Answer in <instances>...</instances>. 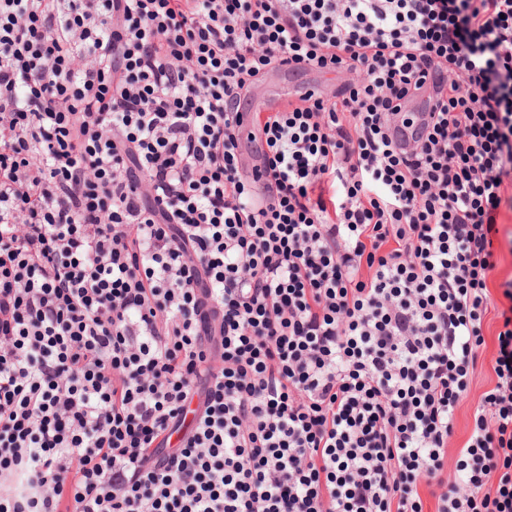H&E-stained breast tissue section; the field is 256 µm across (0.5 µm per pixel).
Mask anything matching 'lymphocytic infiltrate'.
<instances>
[{"label":"lymphocytic infiltrate","instance_id":"obj_1","mask_svg":"<svg viewBox=\"0 0 512 512\" xmlns=\"http://www.w3.org/2000/svg\"><path fill=\"white\" fill-rule=\"evenodd\" d=\"M504 205L512 0H0V512H512ZM275 80L284 85H292L300 92L297 95L292 97H298L299 94L304 93L310 89H319L326 92H330L336 89V85L341 83L339 79V74L333 73H324L317 69H310L306 71L296 72L294 75L289 72V80H288V70L283 73L279 78L276 76H272L267 80L263 81L258 85V87L254 90L253 94L245 100L241 102V108L244 111H250L255 106V100L257 97H261L268 94V89L270 85V81ZM497 234L495 235L497 267L494 272V288H491L492 304L484 322L486 348L480 359L467 397L458 405L454 415L455 446L460 447L470 435L473 425V408L481 395L490 390L496 381L492 365L497 351L496 336L501 319L499 313L509 306L498 284L512 278V209L502 206L497 216Z\"/></svg>","mask_w":512,"mask_h":512}]
</instances>
